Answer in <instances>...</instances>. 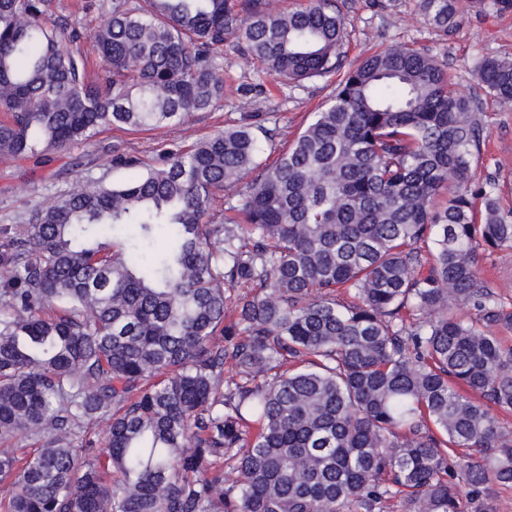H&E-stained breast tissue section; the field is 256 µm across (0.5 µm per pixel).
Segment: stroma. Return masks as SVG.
I'll return each instance as SVG.
<instances>
[{"label": "stroma", "mask_w": 512, "mask_h": 512, "mask_svg": "<svg viewBox=\"0 0 512 512\" xmlns=\"http://www.w3.org/2000/svg\"><path fill=\"white\" fill-rule=\"evenodd\" d=\"M335 2L345 20L343 67L390 45H411L435 57L456 88L480 108L485 131L476 174L493 178L503 207L512 209V105L487 99L473 75L482 59L512 56V12L496 13L489 0H459L458 24L444 37L424 19L419 0ZM224 74L229 86L223 98L184 122L143 132L106 128L67 150L41 149L22 160L0 157V259L9 255L15 227L32 211L79 183L129 178L130 169L113 166V154L152 163L161 150L186 148L205 135L255 121L276 132L262 142L261 159L270 164L336 85L330 76L277 88L258 75L251 57L232 51L224 54ZM479 267L504 310L512 312V251L482 253Z\"/></svg>", "instance_id": "obj_1"}]
</instances>
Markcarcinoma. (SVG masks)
<instances>
[{"mask_svg":"<svg viewBox=\"0 0 512 512\" xmlns=\"http://www.w3.org/2000/svg\"><path fill=\"white\" fill-rule=\"evenodd\" d=\"M420 7L457 24V0ZM343 38L335 0H112L90 32L58 0H0V155L206 111L226 49L284 84L324 78ZM475 75L512 104L511 57ZM483 131L433 56L393 45L271 164L269 130L238 125L33 211L0 270V438L42 447L0 456V512H493L512 346L489 328L512 313L477 256L512 249V211L476 179ZM106 416L97 450L81 431Z\"/></svg>","mask_w":512,"mask_h":512,"instance_id":"carcinoma-1","label":"carcinoma"}]
</instances>
